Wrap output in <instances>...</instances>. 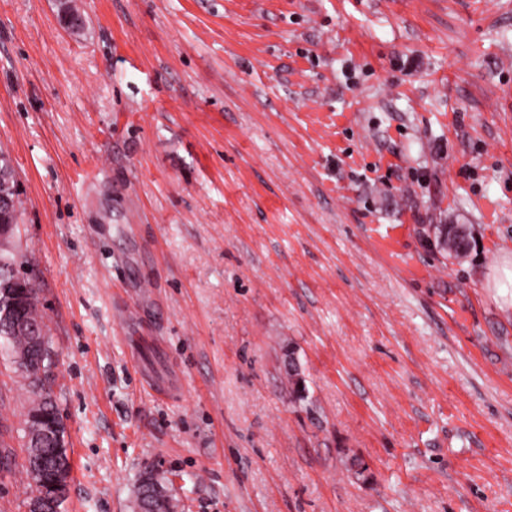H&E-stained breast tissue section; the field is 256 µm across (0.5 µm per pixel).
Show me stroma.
<instances>
[{
	"instance_id": "35a3bbf8",
	"label": "stroma",
	"mask_w": 512,
	"mask_h": 512,
	"mask_svg": "<svg viewBox=\"0 0 512 512\" xmlns=\"http://www.w3.org/2000/svg\"><path fill=\"white\" fill-rule=\"evenodd\" d=\"M74 2L0 0L61 512H512V0Z\"/></svg>"
}]
</instances>
